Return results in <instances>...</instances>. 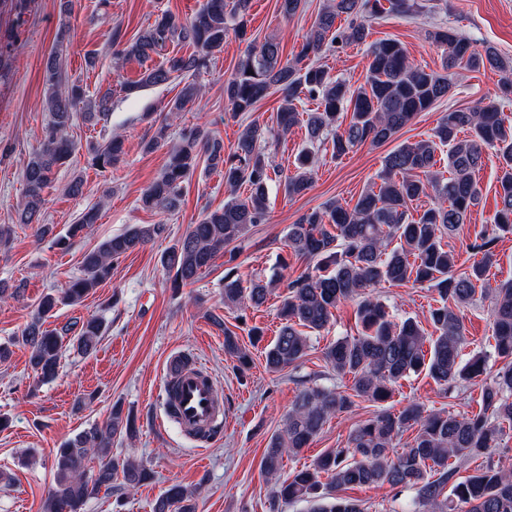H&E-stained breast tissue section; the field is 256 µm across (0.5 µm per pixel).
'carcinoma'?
Listing matches in <instances>:
<instances>
[{
	"mask_svg": "<svg viewBox=\"0 0 512 512\" xmlns=\"http://www.w3.org/2000/svg\"><path fill=\"white\" fill-rule=\"evenodd\" d=\"M388 3V11L400 16L425 8L418 0ZM250 4L251 0H204L191 17L181 20L163 12L130 39L118 28L113 31L112 56L118 61L144 62L168 43L190 48L167 55L161 65L144 69L139 79L124 87L133 94L175 79L182 83L166 114L151 120L152 134L142 142L144 151L169 142L179 112L202 96L198 77L224 48L229 31L245 35ZM382 12L381 0H327L293 59L282 60L281 45L274 40L240 54L224 82V99L233 111L246 113L270 93L280 94L276 125L281 136L299 123L302 98L317 99L320 110L306 119L309 144L319 146L330 138L334 154L341 157L365 144L392 140L419 113L454 91V69H512L496 47L479 46L443 26L430 32L431 39L444 48L440 71L428 72L412 64L397 39L369 45L368 72L356 87L311 61L339 44L366 43L369 21ZM338 19L342 24H336ZM69 43L65 25L44 68L49 120L41 148L30 155L24 168V200L17 210V223L40 225L42 236L52 232L49 225L40 223L45 189L54 170L75 150L68 137L77 118L74 109L84 104L82 119L91 124L108 120L112 111V91L89 99L80 83L69 81ZM344 112L350 113L346 124L339 122ZM464 128L469 136L462 139L459 133ZM269 133L256 120L245 124L226 155L224 141L205 127L185 128L168 151L163 172L142 191V208L172 213L181 204L188 177L199 167L224 175L229 192L224 205L206 209L198 223L161 256L162 266L174 273L176 283L194 282L218 255L264 222L268 182L275 170L267 149ZM444 146L448 147L446 179L435 170L437 151ZM488 149L494 150L499 163L500 206L493 222L497 230L511 233L512 124L505 122L498 101L486 96L468 108L448 112L431 137L403 142L388 153L378 189L362 192L353 206L330 202L288 225L287 247L315 262L313 268L289 281L275 272L247 286L236 268L224 270V306L229 308L245 303L259 308L275 289L284 288L281 327L265 351L266 366L274 372L298 366L311 351L312 335L329 326L338 306L357 301L355 316L361 330L355 336L336 338L323 351V360L336 377L352 379L351 392L314 383L298 393L282 429L270 438L264 452L262 471L268 480L279 481L284 456L309 447L327 422L351 411L358 398L382 405L393 397L401 380L421 372L442 391L455 390L483 374L482 356L464 358L461 308L472 304L477 288L485 283L495 237H480L473 248L483 254L482 259L460 274L455 273V253L443 240L467 223L472 208L479 204L476 172ZM88 154L90 164L105 172L122 160L123 141L111 135L88 148ZM314 162V151L300 154L296 173L285 179L288 196L303 195L311 188ZM242 185L248 188L245 197L236 195ZM427 197L433 202L412 213L413 202ZM98 219L99 207L87 208L65 234L54 238V244L68 248ZM165 232L164 223L135 225L106 239L84 256L80 276L39 300L22 341L30 349L29 363L40 381L56 376L67 346L89 355L104 331V322L97 316L49 329L45 324L50 313L59 305L80 302L111 276L114 264ZM383 283L433 289L439 296V306L430 311L434 333L427 334L412 318L395 321L386 304L369 296L370 289ZM485 294L492 300L493 349L503 364L493 382L481 388L477 412H435L417 401L397 412L382 407L349 432L345 448L325 452L312 466L294 472L278 485L274 498L308 502L310 512H365L358 500L339 492L354 486H387L416 490L410 512H512V472L491 461L505 428H512V281ZM224 353L241 370L250 365L249 353L228 330L224 331ZM409 430L414 433L412 440L396 451V441ZM135 434L133 412L125 413L122 405L115 404L102 424L67 439L54 456L55 485L45 499L44 512H85L88 499L102 490L112 491L118 478L132 488L152 479L153 473L143 464L112 454L115 438ZM479 458L485 459V465L463 480L457 478L464 466ZM94 459L98 463L92 467ZM152 512H196L195 491L172 485L155 500Z\"/></svg>",
	"mask_w": 512,
	"mask_h": 512,
	"instance_id": "carcinoma-1",
	"label": "carcinoma"
}]
</instances>
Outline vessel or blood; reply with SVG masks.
Instances as JSON below:
<instances>
[{"label":"vessel or blood","mask_w":512,"mask_h":512,"mask_svg":"<svg viewBox=\"0 0 512 512\" xmlns=\"http://www.w3.org/2000/svg\"><path fill=\"white\" fill-rule=\"evenodd\" d=\"M161 399L181 428L193 437L223 429L227 422L224 394L200 364L188 365L176 377H165Z\"/></svg>","instance_id":"vessel-or-blood-1"}]
</instances>
